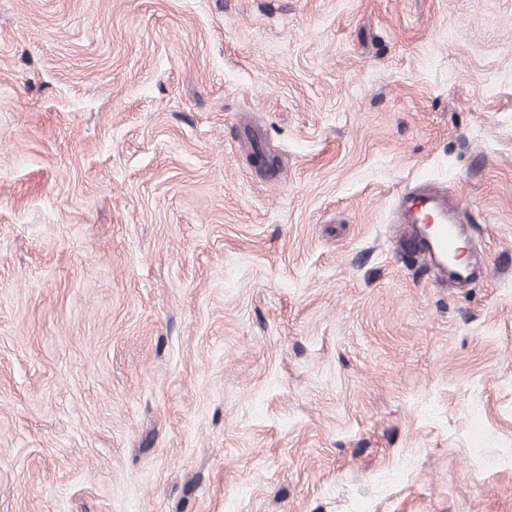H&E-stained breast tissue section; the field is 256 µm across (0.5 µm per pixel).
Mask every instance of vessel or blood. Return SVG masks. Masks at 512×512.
Here are the masks:
<instances>
[{
	"mask_svg": "<svg viewBox=\"0 0 512 512\" xmlns=\"http://www.w3.org/2000/svg\"><path fill=\"white\" fill-rule=\"evenodd\" d=\"M461 205H449L439 189L430 184L418 186L403 196L395 209V221L411 225L409 247L419 248L437 262L456 251L463 234L459 214Z\"/></svg>",
	"mask_w": 512,
	"mask_h": 512,
	"instance_id": "obj_1",
	"label": "vessel or blood"
}]
</instances>
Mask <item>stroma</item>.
<instances>
[{"mask_svg":"<svg viewBox=\"0 0 512 512\" xmlns=\"http://www.w3.org/2000/svg\"><path fill=\"white\" fill-rule=\"evenodd\" d=\"M509 454L512 0H0V512H512ZM465 210L461 202L449 207L448 198L439 189L430 184L418 186L403 196L395 209V222L398 224H414L407 238L412 250L416 246L433 257L441 272L452 279L467 280L472 275L468 266L455 273L448 271L445 258L457 250L458 239L463 234L459 213ZM423 224L436 225L432 235H428ZM431 226V227H432ZM430 227V228H431Z\"/></svg>","mask_w":512,"mask_h":512,"instance_id":"35a3bbf8","label":"stroma"}]
</instances>
